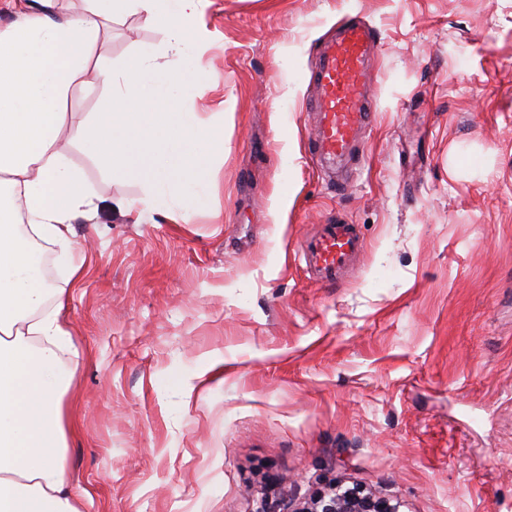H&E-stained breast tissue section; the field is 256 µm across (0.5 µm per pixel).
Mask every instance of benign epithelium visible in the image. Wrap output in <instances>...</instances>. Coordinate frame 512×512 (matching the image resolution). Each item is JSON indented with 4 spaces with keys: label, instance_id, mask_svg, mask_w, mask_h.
<instances>
[{
    "label": "benign epithelium",
    "instance_id": "1",
    "mask_svg": "<svg viewBox=\"0 0 512 512\" xmlns=\"http://www.w3.org/2000/svg\"><path fill=\"white\" fill-rule=\"evenodd\" d=\"M402 502L363 487L350 489L334 482L316 490L292 512H401Z\"/></svg>",
    "mask_w": 512,
    "mask_h": 512
}]
</instances>
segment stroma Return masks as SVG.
<instances>
[{
  "mask_svg": "<svg viewBox=\"0 0 512 512\" xmlns=\"http://www.w3.org/2000/svg\"><path fill=\"white\" fill-rule=\"evenodd\" d=\"M199 10L186 109L224 122L200 205L136 222L112 200L139 184L75 145L95 209L73 258L39 245L75 334L66 467L85 512H288L335 481L402 512H512V0ZM349 15L380 38L377 116L333 175L308 153L313 75ZM141 51L176 59L137 16L101 46L116 70ZM338 218L364 247L327 288L297 249Z\"/></svg>",
  "mask_w": 512,
  "mask_h": 512,
  "instance_id": "stroma-1",
  "label": "stroma"
}]
</instances>
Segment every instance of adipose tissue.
Instances as JSON below:
<instances>
[{
  "mask_svg": "<svg viewBox=\"0 0 512 512\" xmlns=\"http://www.w3.org/2000/svg\"><path fill=\"white\" fill-rule=\"evenodd\" d=\"M200 0H27L0 29V512H83L88 489H75L66 465L69 421L63 397L74 374L61 366L74 345L56 293L41 276L32 239L70 251L71 221L89 212L94 193L68 158L80 144L113 180H137L138 198L119 197L121 213L185 216L200 201L211 162L224 153V123L200 124L183 103L191 88L186 46L206 39ZM138 14L162 26L177 68L151 53L120 72L98 50L113 22ZM102 82L98 112L67 111L73 92ZM75 127V138L65 130Z\"/></svg>",
  "mask_w": 512,
  "mask_h": 512,
  "instance_id": "obj_1",
  "label": "adipose tissue"
}]
</instances>
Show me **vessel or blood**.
<instances>
[{
  "label": "vessel or blood",
  "mask_w": 512,
  "mask_h": 512,
  "mask_svg": "<svg viewBox=\"0 0 512 512\" xmlns=\"http://www.w3.org/2000/svg\"><path fill=\"white\" fill-rule=\"evenodd\" d=\"M379 37L365 23L352 19L327 44L314 76L317 112L313 153L321 165L345 161L362 145L360 133L374 118L375 105L367 83ZM362 249L355 225L324 224L306 237L301 255L312 278L327 287L340 284Z\"/></svg>",
  "instance_id": "1"
}]
</instances>
